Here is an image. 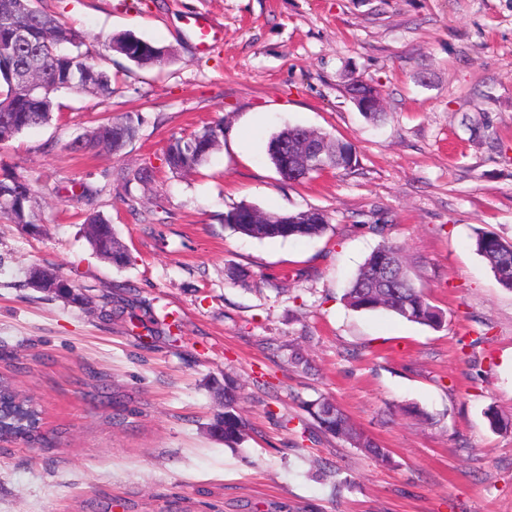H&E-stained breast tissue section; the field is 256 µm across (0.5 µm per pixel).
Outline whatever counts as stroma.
Segmentation results:
<instances>
[{
  "mask_svg": "<svg viewBox=\"0 0 512 512\" xmlns=\"http://www.w3.org/2000/svg\"><path fill=\"white\" fill-rule=\"evenodd\" d=\"M101 54L112 94L62 91L47 124L0 143V172L39 189L42 231L0 218V373L42 412L38 442L0 443V512H512V291L477 254L512 242V0H41ZM217 23L199 52L186 24ZM130 32L171 60L138 67L102 43ZM363 77L385 113L346 92ZM139 113L120 154L67 143ZM223 122L197 171L165 162L172 138ZM301 125L357 160L283 179L267 144ZM150 178H137L140 169ZM103 186L93 205L75 183ZM317 208L319 237L251 238L240 204ZM109 219L133 263L98 258L87 213ZM401 245L443 315L434 329L343 294L380 244ZM53 268L82 305L32 288ZM248 272L246 282L226 270ZM312 364L295 369L292 352ZM234 377L246 436L207 426L209 380ZM329 398L392 462L321 434Z\"/></svg>",
  "mask_w": 512,
  "mask_h": 512,
  "instance_id": "stroma-1",
  "label": "stroma"
}]
</instances>
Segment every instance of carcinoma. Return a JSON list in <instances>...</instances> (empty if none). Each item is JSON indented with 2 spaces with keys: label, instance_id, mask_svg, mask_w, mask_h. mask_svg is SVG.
Masks as SVG:
<instances>
[{
  "label": "carcinoma",
  "instance_id": "carcinoma-1",
  "mask_svg": "<svg viewBox=\"0 0 512 512\" xmlns=\"http://www.w3.org/2000/svg\"><path fill=\"white\" fill-rule=\"evenodd\" d=\"M13 14L14 24L28 29V40L18 43L12 25L0 23V94L8 102V128H0V142L7 141L26 129L44 124L54 109V96L61 91H91L101 97L112 96V72L102 68L96 57L82 51L81 36L63 22L36 5V0H0V15ZM129 45L133 53L126 58L138 66H153L157 46L131 33L116 35L104 43V50L113 46ZM109 139L93 137L83 143L71 142L66 149L89 152L106 148L112 153L121 152L136 139L140 119L128 113L117 119L107 118L101 123ZM300 130L288 126L274 135L268 144V157L277 172L285 179H311L324 169H347L356 161L355 149L350 144L340 145L323 133L327 140L322 157L311 164L304 156L299 141ZM224 137V124L207 125L188 137L176 138L167 149L166 163L176 173H189L201 166ZM9 185L13 192L11 203L0 205V217L14 224H38L36 210L37 191L30 181L19 174L10 173ZM102 193V188L92 181L79 184L76 201L87 205ZM238 206L227 212L224 223L233 231L256 239H289L318 237L330 226L329 215L319 209H308L283 216L260 213L262 223H241ZM86 224L95 226V234L87 241L96 255L117 269L131 263L128 248L118 237L108 219L99 213L86 218ZM474 245L490 265L499 282L512 289V242L486 233H477ZM344 300L356 310H382L407 321L439 328L442 315L433 306L422 289L418 288L400 247L384 242L364 261L345 290ZM238 383L224 375V385L215 388L222 410L210 423L209 431L224 439L226 445L243 441L246 424L238 408ZM14 384L7 377H0V403L7 412L0 420V441L14 438L42 440L41 412L34 404L20 408L13 405ZM309 412L318 428L333 437L342 438L354 447L364 450L382 464L391 463L387 449L378 446L359 431L347 415L334 403L318 399L309 404Z\"/></svg>",
  "mask_w": 512,
  "mask_h": 512
}]
</instances>
